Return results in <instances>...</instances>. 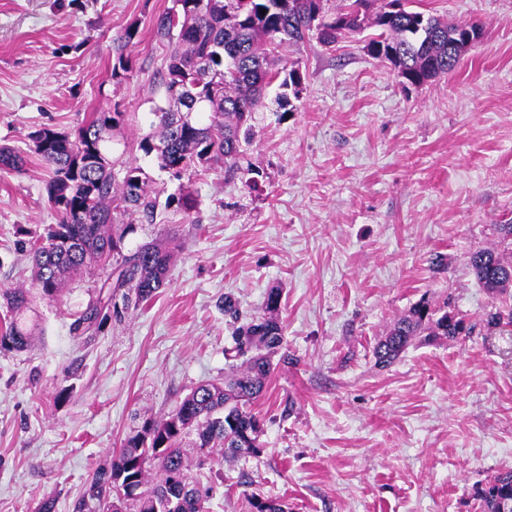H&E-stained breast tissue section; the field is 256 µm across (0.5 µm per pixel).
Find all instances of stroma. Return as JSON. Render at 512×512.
Instances as JSON below:
<instances>
[{
  "label": "stroma",
  "mask_w": 512,
  "mask_h": 512,
  "mask_svg": "<svg viewBox=\"0 0 512 512\" xmlns=\"http://www.w3.org/2000/svg\"><path fill=\"white\" fill-rule=\"evenodd\" d=\"M171 0H0V144L27 155L0 171V289L28 285L19 229L58 223L50 171L32 152L42 127L71 131L90 113L112 131L116 169L140 166L162 197L192 190L196 207L161 208L126 248L178 238L164 288L91 343L70 333L99 286L75 278L38 302L41 332L0 352V512H72L94 470L138 420L160 418L198 384L223 380L232 344L220 302L260 312L283 292V350L254 402L263 450L201 470L208 512H248L246 493L288 512H479L476 487L512 469V334L480 327L496 302L472 252L498 246L512 219V0H412L485 35L457 69L407 84L361 37L280 51L304 76L293 111L269 87L239 171L173 178L138 148L163 105L167 42L156 23ZM138 23L133 71L111 77L113 42ZM447 269L434 270L433 255ZM451 299L472 335L416 339L380 368L373 347L420 299ZM66 401H57L61 389Z\"/></svg>",
  "instance_id": "stroma-1"
}]
</instances>
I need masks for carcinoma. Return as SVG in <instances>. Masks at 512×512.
Wrapping results in <instances>:
<instances>
[{"label":"carcinoma","mask_w":512,"mask_h":512,"mask_svg":"<svg viewBox=\"0 0 512 512\" xmlns=\"http://www.w3.org/2000/svg\"><path fill=\"white\" fill-rule=\"evenodd\" d=\"M327 2L172 0L157 20V33L169 48L162 85L168 103L176 105L184 88H195L207 119L160 108L156 131L141 139L139 149L177 178L198 168L220 169L232 177L239 170L242 144L254 136L251 121L266 88L278 83L276 101L285 109L291 106L289 94H298L303 81L296 68L276 69L272 52L312 39L333 46L346 35L363 34L372 58L390 60L417 85L453 72L461 56L448 55V47L476 26L450 24L403 5L358 14L353 10L357 0H340L330 13ZM138 36V25L131 23L115 39L113 80L132 72L131 48ZM123 120L122 112L102 110L73 134L48 127L32 133L34 153L51 170L48 201L60 220L46 235L22 244L32 258L30 286L0 291L10 312L0 352L30 348L38 330L36 299L58 300L68 283L88 269L99 272L102 284L70 324L73 337L86 343L130 308L151 301L164 285L177 254L175 240L145 242L128 253L122 249L133 225L156 223L160 206L159 192L141 167L128 165L123 177H116L106 148L112 129ZM25 163L14 148L0 145V171L20 173ZM469 267L479 286L502 303L482 319L483 327L512 328V262L491 247L473 252ZM281 301V290L271 288L262 313L246 317L236 298L224 296L233 352L244 358L242 371L198 385L167 416L146 419L131 430L109 466L95 469L73 512H207L214 487L195 479L191 467L201 470L262 451V423L249 406L266 391L272 356L283 345ZM470 332L465 316L422 300L393 322L373 355L378 366L386 367L415 336L454 340ZM189 437L191 460L182 448ZM246 501L249 512H288L287 504L259 493H250ZM479 501L482 512H512V470L494 475L480 489Z\"/></svg>","instance_id":"carcinoma-1"}]
</instances>
